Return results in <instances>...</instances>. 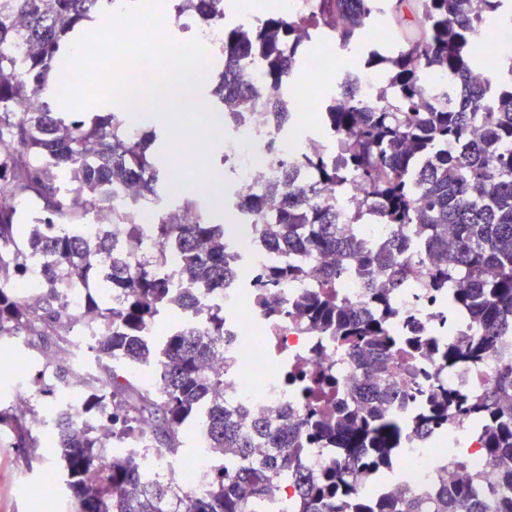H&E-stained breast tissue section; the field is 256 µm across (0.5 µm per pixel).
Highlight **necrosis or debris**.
<instances>
[{"label":"necrosis or debris","mask_w":512,"mask_h":512,"mask_svg":"<svg viewBox=\"0 0 512 512\" xmlns=\"http://www.w3.org/2000/svg\"><path fill=\"white\" fill-rule=\"evenodd\" d=\"M225 132L233 178L224 193L239 198L279 181L280 159L304 154L309 146L308 141H295L290 132L274 123L270 113L252 101L241 105L238 122L226 126ZM225 237L242 259L240 270L223 290L207 297L208 304L224 308V348L210 366L224 374L225 409L234 414L247 435L256 420L275 416L295 419L305 413L301 384L312 383L319 371L330 370L338 377V394L324 398L322 406L327 412H335L337 400H352L356 380L369 375V362L354 355L335 337L302 327L292 319L274 316L273 310L294 308L299 297L316 285L320 270L338 263V256L324 254L312 258L306 282L268 293L254 288L253 283L267 266L287 262V253L267 247L256 225L232 210L227 213ZM375 284L388 289L391 295L396 311L394 335L432 334L442 310L423 276L413 277L407 287L395 288L386 274L379 272ZM65 294L72 320L69 343L59 359L87 371L91 368L87 352L93 341L90 328L96 318L84 308L82 289L69 288ZM499 362V355L492 354L478 362L449 367L432 351L415 360L416 371L411 374L399 357H389L386 373L372 377V384L385 394V410L401 428L400 446L393 454L397 475L379 488L367 467H359L353 478L356 490L363 495L374 492L381 497L399 498L474 475L482 483H492L496 474L483 467L479 444L466 429L448 424L425 431L420 428L418 417L431 390H480L489 383ZM406 382L414 386L411 397L389 395V387ZM121 446L144 459L148 477H167L184 495L198 493L205 476L218 466L217 459L204 448L191 457L175 459L167 449L154 447L151 426L145 421ZM462 446L472 450L468 464L463 467L448 455L449 449Z\"/></svg>","instance_id":"necrosis-or-debris-1"}]
</instances>
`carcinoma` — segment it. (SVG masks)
Listing matches in <instances>:
<instances>
[{"label": "carcinoma", "instance_id": "carcinoma-1", "mask_svg": "<svg viewBox=\"0 0 512 512\" xmlns=\"http://www.w3.org/2000/svg\"><path fill=\"white\" fill-rule=\"evenodd\" d=\"M115 0H0V282L24 275L30 255L43 259L38 294L26 301L0 288V339L23 327L65 336L71 320L63 289H87V309L102 318L92 346L97 374L83 390L87 412L126 410L115 435L134 423L152 421L153 440L179 458L185 430L203 427L206 448L221 457L202 492L181 495L172 484L151 482L141 461L121 448H109L95 425L58 411L60 478L70 495V512H266L291 464L278 457L283 441L303 429L341 457L325 475L297 482V512H512V359L503 361L487 389L467 394L448 390L432 395L421 417L424 428L461 423L482 441L484 460L502 468L498 486L477 480L443 483L426 495L388 499L374 510L356 499L354 471L372 457L393 452L398 425L384 414L383 402L367 386L356 404L331 417L315 401L295 424L255 425L270 448L252 458L224 411V376L206 360L224 342V309L203 295L224 287L233 276L224 225L207 218L183 224L184 209H200L203 199L170 193V171L181 155L156 146V131L129 136L130 118L121 112H55L50 101L62 80L71 43L98 29L103 10ZM225 0H169V12L186 8L204 22L225 14ZM416 29L376 43L367 32L381 14ZM25 19L24 28L16 25ZM512 26V0H314L304 13L268 14L254 26L224 25L214 54L224 61L217 82L203 98L217 112L235 111L237 100L258 90L237 81L251 63L261 68L264 86L276 93L274 113L281 124L292 118L291 81L314 49L346 55L355 66L336 71L341 92L322 97L319 123L310 134L316 144L303 165L310 178L298 180V167L282 162L293 185L284 197L268 188L232 202L241 216L257 217L268 246L288 253L256 283L278 288L308 275L306 260L339 251L365 279L392 270L393 285L417 272L405 259L403 238L394 234L371 248L360 237L363 224H388L394 231L418 230L432 253L424 271L428 287L442 293L448 310H464L474 328L448 327L442 358L453 366L477 361L502 347L512 330V56L485 40L489 25ZM23 42L25 55L16 49ZM382 69L385 80L363 89L361 75ZM38 97L42 107L23 121L14 114ZM163 204L145 256L130 260L116 252L109 226L128 237L141 235L140 206ZM35 210L19 238L18 208ZM98 214V244L84 238L80 218ZM177 249L185 288L175 294L157 274ZM345 269L320 272L318 293L305 298L292 316L311 329L331 333L361 357L375 356L380 370L397 354L408 362L431 340L419 336L401 346L391 335L394 318L386 288H370L377 317L358 315L338 291ZM203 315L207 331L172 328L154 346L142 333L176 309ZM5 426L40 460L27 413H0Z\"/></svg>", "mask_w": 512, "mask_h": 512}]
</instances>
